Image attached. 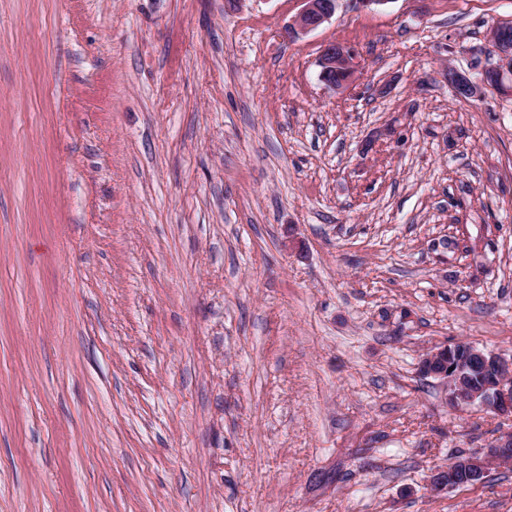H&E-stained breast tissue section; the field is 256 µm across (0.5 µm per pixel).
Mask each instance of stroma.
<instances>
[{
    "instance_id": "stroma-1",
    "label": "stroma",
    "mask_w": 512,
    "mask_h": 512,
    "mask_svg": "<svg viewBox=\"0 0 512 512\" xmlns=\"http://www.w3.org/2000/svg\"><path fill=\"white\" fill-rule=\"evenodd\" d=\"M300 8L0 0V512H512L418 369L512 358V95L447 76L512 0ZM325 1H330L329 3ZM303 6L292 22L285 28L292 40L316 30L335 14L340 0H301ZM320 79L325 86L333 92H343L353 83L357 73V62L355 54L342 44L332 43L326 45L321 52L319 59ZM336 71L344 74V79L336 83V81H327L325 74L336 73ZM502 461L512 462V432L500 434L481 451L435 470L429 481L430 489L443 492L480 484L486 479L491 465Z\"/></svg>"
}]
</instances>
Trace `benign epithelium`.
Listing matches in <instances>:
<instances>
[{
  "label": "benign epithelium",
  "instance_id": "benign-epithelium-1",
  "mask_svg": "<svg viewBox=\"0 0 512 512\" xmlns=\"http://www.w3.org/2000/svg\"><path fill=\"white\" fill-rule=\"evenodd\" d=\"M302 8L285 28L287 37L296 40L328 22L335 14L340 0H301ZM509 26L498 25L491 35L492 51L479 77L475 80L455 68L448 69V85L454 93L469 98L479 96L485 86L509 91L512 81V41L507 36ZM320 76L339 71L344 79L336 83L324 81L333 92L340 93L353 83L357 73L355 54L342 44L326 45L319 59ZM460 352L448 357L447 367L434 370L439 350L424 353L419 368L446 385L452 406L466 409L479 406L500 416L512 417V360L486 352L466 342L454 347ZM512 462V432L495 437L479 452L454 460L434 471L429 486L434 492L454 490L465 485L482 483L492 464Z\"/></svg>",
  "mask_w": 512,
  "mask_h": 512
}]
</instances>
